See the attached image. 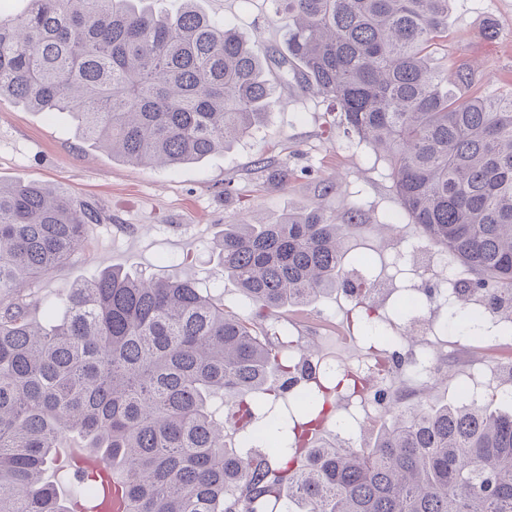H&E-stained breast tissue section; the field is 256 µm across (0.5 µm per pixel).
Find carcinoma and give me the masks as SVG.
<instances>
[{
    "label": "carcinoma",
    "mask_w": 512,
    "mask_h": 512,
    "mask_svg": "<svg viewBox=\"0 0 512 512\" xmlns=\"http://www.w3.org/2000/svg\"><path fill=\"white\" fill-rule=\"evenodd\" d=\"M30 0L0 17V98L67 112L84 139L137 166L175 168L256 130L273 89L266 51L182 0ZM288 30L284 78L336 109V128L388 164L419 233L469 272L445 298L461 329L475 298L512 322V96L460 92L428 63L449 0H270ZM318 204L274 223L230 224L220 273L244 317L186 280L106 270L75 285L59 320L30 318L35 285L68 264L86 202L38 182H0V512H72L45 478L65 432L101 459L71 499L89 512L124 477L127 512H512V401L387 405L368 443L308 441L329 393L353 382L316 373L269 312L348 285L345 240L363 223ZM300 401L279 404L289 388ZM243 437L228 448L224 429ZM274 445V453L262 451Z\"/></svg>",
    "instance_id": "obj_1"
}]
</instances>
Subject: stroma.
I'll list each match as a JSON object with an SVG mask.
<instances>
[{"label": "stroma", "mask_w": 512, "mask_h": 512, "mask_svg": "<svg viewBox=\"0 0 512 512\" xmlns=\"http://www.w3.org/2000/svg\"><path fill=\"white\" fill-rule=\"evenodd\" d=\"M204 11L224 19L248 42L268 51L286 50L287 35L272 19L270 0H203ZM493 23L494 39L483 28ZM478 62L484 77L481 93L512 95V0H451L448 33L433 48L432 67L444 69L455 60ZM266 73L274 86V102L256 133L202 162L178 170L145 168L112 159L90 146L76 124L59 112H32L13 100H0V181H38L67 188L75 197L99 208L105 220L89 225L83 250L37 285L39 298L56 301L79 282L108 269L163 280H189L207 287L218 273L215 245L228 224L253 215L262 221L286 210L324 206L337 219L351 209L365 212L366 222L349 238L348 269L366 258L378 307L379 326L387 336L399 337L395 351L410 358L404 335H419L425 349L443 351L459 334L448 324V292L436 265L428 257L435 244L420 234L403 210L390 171L367 144L339 134L331 124L330 106L322 96L305 91L298 82H283L275 65ZM272 169L286 170L287 184L256 173L258 159ZM335 188H327V181ZM395 224L393 241L381 239L374 227ZM434 289L441 298L424 306L423 326L411 325L401 305L404 296H422ZM354 303L343 291L315 302L275 310L285 324L307 323L320 332L314 344L315 360L333 364L356 363L370 352L362 330L353 324ZM494 373L501 386L512 383V358L487 356L470 347L465 362L451 368L447 381L417 389L413 375L399 369L390 387L402 394L416 389L424 404L459 400L470 377Z\"/></svg>", "instance_id": "1"}]
</instances>
